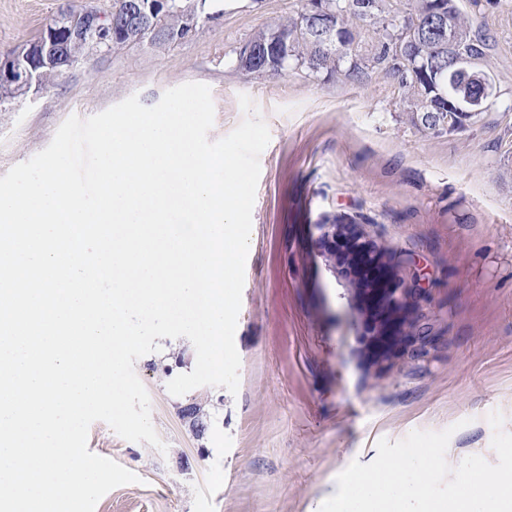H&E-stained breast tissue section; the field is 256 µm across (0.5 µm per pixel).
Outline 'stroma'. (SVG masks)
<instances>
[{"instance_id":"stroma-1","label":"stroma","mask_w":512,"mask_h":512,"mask_svg":"<svg viewBox=\"0 0 512 512\" xmlns=\"http://www.w3.org/2000/svg\"><path fill=\"white\" fill-rule=\"evenodd\" d=\"M111 0H0V52L35 39L61 9H108ZM488 38L482 67L499 97L453 132L416 127L394 81L314 79L294 69L269 78L236 68L255 30L300 11L301 0H210L212 17L178 45L92 56L36 103L0 110V176L46 148L71 115L102 112L129 96L152 106L187 82L206 84L216 141L253 100L270 130L260 156L250 247L234 341L237 393L204 386L181 396L167 384L196 357L189 340L135 372L166 452L94 422L89 451L138 475L95 512H316L353 461L411 431L452 429V463L496 462L487 417L512 433V0H457ZM359 225L373 244L413 257L430 280L424 304L441 336L424 361L386 370L357 341L352 282L339 276L321 225ZM205 401L211 425L196 436L180 409Z\"/></svg>"}]
</instances>
